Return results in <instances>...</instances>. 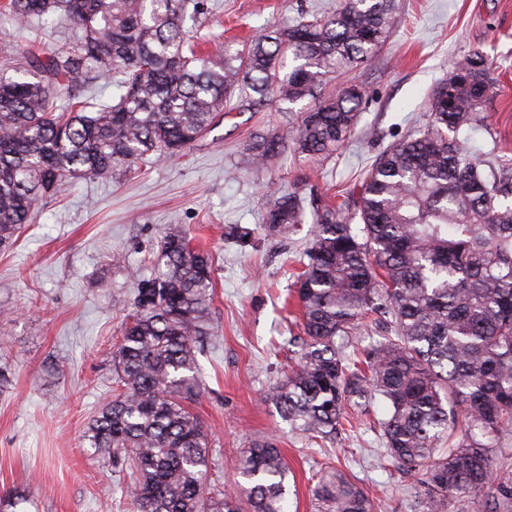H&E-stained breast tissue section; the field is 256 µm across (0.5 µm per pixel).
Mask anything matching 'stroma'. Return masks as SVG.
<instances>
[{"label": "stroma", "mask_w": 512, "mask_h": 512, "mask_svg": "<svg viewBox=\"0 0 512 512\" xmlns=\"http://www.w3.org/2000/svg\"><path fill=\"white\" fill-rule=\"evenodd\" d=\"M341 0H200L199 48L245 40L301 15L331 14ZM387 43L347 74L365 96L352 136L332 157L287 152L260 171L240 167L255 136L297 124L298 112L240 107L224 113L200 142L149 166L65 187L40 202L35 223L0 246V498L25 495L21 512H134L125 468L90 448L87 428L116 387L113 352L131 314L134 275H147L161 240L188 233L209 251L215 284L212 334L197 360L202 380L192 404L212 437L209 481L231 492L237 459L255 435L275 439L294 478L289 512H314L316 474L333 467L356 476L376 512H421L406 475L381 461L373 428L385 407L352 413L335 441L291 431L271 401L297 358L300 332L294 275L312 225L286 237L262 231L270 195L301 186L325 196L353 188L394 141L427 123L430 95L474 51L487 55L496 83L473 154L512 157V0H397ZM55 32L0 15V62L36 47H64ZM255 229L248 244L229 235Z\"/></svg>", "instance_id": "stroma-1"}]
</instances>
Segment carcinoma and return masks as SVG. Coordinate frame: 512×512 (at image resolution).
Segmentation results:
<instances>
[{
  "instance_id": "1",
  "label": "carcinoma",
  "mask_w": 512,
  "mask_h": 512,
  "mask_svg": "<svg viewBox=\"0 0 512 512\" xmlns=\"http://www.w3.org/2000/svg\"><path fill=\"white\" fill-rule=\"evenodd\" d=\"M396 0H342L329 16L270 31L247 48L204 55L184 23L186 0H4L0 14L42 26L65 20L67 46L31 50L0 75V244L33 221L69 180L182 152L233 110L308 101L301 122L248 145L246 169L293 148L334 154L362 112L355 84H330L368 63L394 25ZM112 76L118 94L93 102ZM494 85L475 52L434 88L427 129L391 144L358 197L330 204L297 190L271 199L264 230L287 234L311 214L313 238L296 293L303 353L273 392L291 430L336 438L348 409L379 398L382 458L413 479L423 512H512V160L474 159L466 134L481 125ZM360 227H353V222ZM212 260L187 233L166 235L149 277H136L134 312L114 354L117 393L86 432L89 446L134 470L136 512H288L290 467L255 436L238 459L246 484L207 485L208 430L191 410L197 349L210 335ZM390 332L359 346L363 320ZM352 352H347L348 347ZM315 512H375L367 492L329 468Z\"/></svg>"
}]
</instances>
